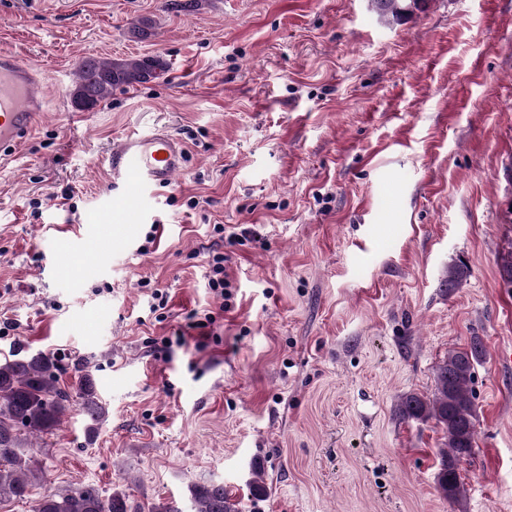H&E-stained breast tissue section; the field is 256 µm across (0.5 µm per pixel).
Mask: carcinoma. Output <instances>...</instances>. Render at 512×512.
<instances>
[{
    "instance_id": "obj_1",
    "label": "carcinoma",
    "mask_w": 512,
    "mask_h": 512,
    "mask_svg": "<svg viewBox=\"0 0 512 512\" xmlns=\"http://www.w3.org/2000/svg\"><path fill=\"white\" fill-rule=\"evenodd\" d=\"M379 17L394 22L426 8L428 0H378ZM165 64L155 59L109 58L82 60L72 101L88 110L112 96L117 88L144 83L159 76ZM502 281L512 285V245L497 258ZM485 354L481 339L468 346L448 351L434 372L432 396L405 395L398 406L403 419L435 421L442 433L439 448L437 488L450 501L465 495L459 463L475 447L478 419L472 389L474 368ZM63 368L51 354L19 352L0 362V500H24L37 477L36 463L25 453V442L58 428L66 411L78 404L92 425L106 421L108 411L99 400L91 370L83 366L76 395L61 387ZM192 512H238L232 497L222 485H194L191 489ZM128 496L114 491L105 496L93 488L62 496H44L34 500L32 512H132Z\"/></svg>"
}]
</instances>
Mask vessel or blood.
<instances>
[{
  "label": "vessel or blood",
  "instance_id": "vessel-or-blood-1",
  "mask_svg": "<svg viewBox=\"0 0 512 512\" xmlns=\"http://www.w3.org/2000/svg\"><path fill=\"white\" fill-rule=\"evenodd\" d=\"M46 103L43 75L20 54L0 49V155L24 143L42 121ZM186 149L169 131L157 129L146 136H130L111 153L112 186L129 204V220H136L132 205L138 193L166 186L182 171Z\"/></svg>",
  "mask_w": 512,
  "mask_h": 512
}]
</instances>
